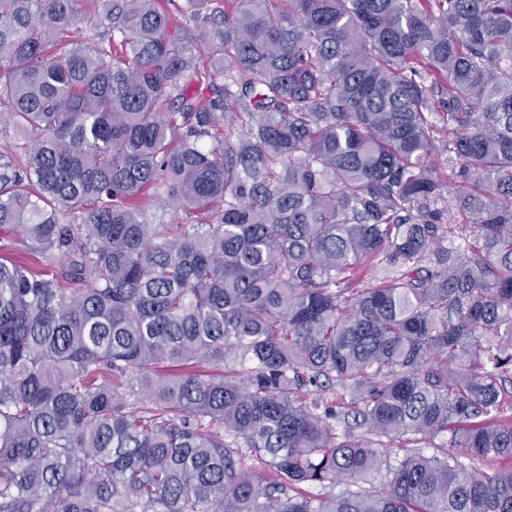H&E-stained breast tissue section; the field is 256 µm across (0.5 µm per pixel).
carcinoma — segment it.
Returning a JSON list of instances; mask_svg holds the SVG:
<instances>
[{
	"mask_svg": "<svg viewBox=\"0 0 512 512\" xmlns=\"http://www.w3.org/2000/svg\"><path fill=\"white\" fill-rule=\"evenodd\" d=\"M94 2L0 0V512H512V0ZM159 197L161 198L158 199ZM148 198L150 200L146 206L147 217L153 224H181V222H184V212L165 203L163 193L156 196L151 190ZM31 255L16 230L0 231V258L9 261L27 262Z\"/></svg>",
	"mask_w": 512,
	"mask_h": 512,
	"instance_id": "cac0c4a2",
	"label": "carcinoma"
}]
</instances>
